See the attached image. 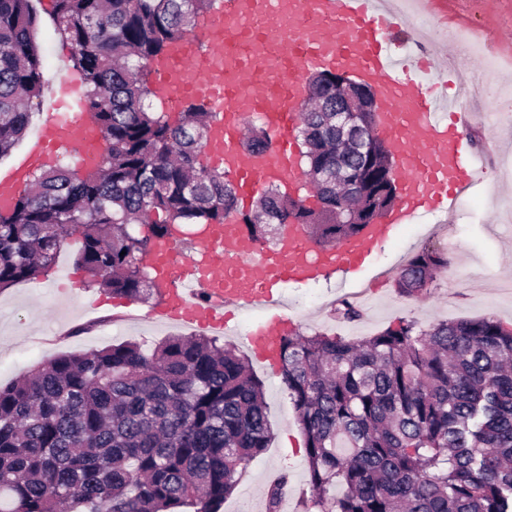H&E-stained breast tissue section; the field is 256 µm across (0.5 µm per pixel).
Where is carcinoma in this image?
I'll list each match as a JSON object with an SVG mask.
<instances>
[{
    "instance_id": "1",
    "label": "carcinoma",
    "mask_w": 512,
    "mask_h": 512,
    "mask_svg": "<svg viewBox=\"0 0 512 512\" xmlns=\"http://www.w3.org/2000/svg\"><path fill=\"white\" fill-rule=\"evenodd\" d=\"M37 2L0 0V159L45 93ZM220 2L55 0V31L107 147L94 168L33 172L0 210V290L47 273L77 235L89 284L147 302L161 282L144 261L187 221L232 219L261 244L302 224L328 249L393 210L394 155L375 120L348 137L330 113L302 112L314 201L271 184L245 212L229 174L202 162L208 104L153 109L150 62ZM341 139L343 170L368 191L338 206ZM270 145L266 127L251 129L250 151ZM447 272L445 254L424 248L396 287L418 296ZM333 314L352 322L360 311L343 300ZM279 365L320 512H512V325L401 318L359 340L298 333L280 337ZM270 438L262 382L214 337L63 354L0 385V512H221ZM287 481L269 488L267 512H280Z\"/></svg>"
}]
</instances>
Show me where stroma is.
Returning a JSON list of instances; mask_svg holds the SVG:
<instances>
[{
  "mask_svg": "<svg viewBox=\"0 0 512 512\" xmlns=\"http://www.w3.org/2000/svg\"><path fill=\"white\" fill-rule=\"evenodd\" d=\"M53 0H40L42 31L38 38L46 60L45 76L56 81L71 72L72 47L54 34ZM423 26L406 23L408 51L416 56L435 53L437 47L421 37L426 28L450 32L448 50L461 51L464 63L458 77L491 85V96L481 100V119L468 134L473 150L485 162L480 184L459 195L457 241L447 252L449 273L426 294L398 293L393 274L403 260L422 248L443 249L448 230L439 214L429 213L415 223L397 228L394 236L369 263L370 270H389L374 287L351 289L339 275L314 283H287L278 291L288 311V328L309 335L336 334L348 339L373 335L398 319L427 327L442 320L494 318L512 324V176L501 172L503 159H512V122L498 120L502 102H512V0H435L424 13ZM80 248L71 237L55 265L38 279L21 282L0 292V384L66 353H81L122 342L144 346L184 327L156 322V301L137 302L113 296L111 304L90 309L102 288L88 285L86 272L75 263ZM356 295L363 316L339 322L333 310L339 299ZM264 384L271 441L253 460L223 512H265L266 492L280 475H287L282 512H317L308 482L304 436L296 422L286 385L279 371L252 361Z\"/></svg>",
  "mask_w": 512,
  "mask_h": 512,
  "instance_id": "stroma-1",
  "label": "stroma"
}]
</instances>
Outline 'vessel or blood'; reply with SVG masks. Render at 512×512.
<instances>
[{"label":"vessel or blood","instance_id":"b4317fda","mask_svg":"<svg viewBox=\"0 0 512 512\" xmlns=\"http://www.w3.org/2000/svg\"><path fill=\"white\" fill-rule=\"evenodd\" d=\"M400 35L388 0H224L223 13L207 22L202 37L183 39L155 65L154 82L173 106L203 100L221 112L207 149L236 177L241 200L259 184L291 176L306 97L302 75L309 68L343 69L376 90L384 104L379 131L396 155L401 188L390 215L330 252L313 250L297 224L288 225L269 253L232 222L198 239L205 252L200 261L181 258L177 242L162 244L150 258L166 284L156 310L161 319L223 332L226 309L275 304L273 290L282 283L356 272L399 226L448 211L480 182L483 165L467 136L473 114L448 98L456 59L427 78L420 61L399 51ZM73 89L72 80L62 78L53 92L59 117L0 173V208L49 157L69 152L89 165L100 154L102 136ZM254 115L274 136L273 148L260 154L238 147L243 124ZM281 323V317H266L244 333L249 350L270 368L277 364Z\"/></svg>","mask_w":512,"mask_h":512}]
</instances>
